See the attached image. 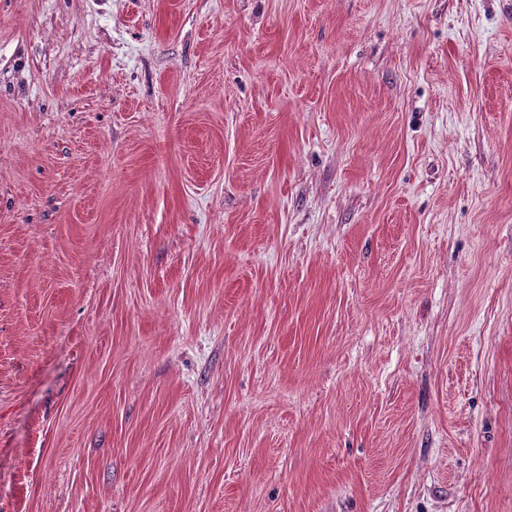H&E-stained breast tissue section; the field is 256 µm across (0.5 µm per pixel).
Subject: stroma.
Returning a JSON list of instances; mask_svg holds the SVG:
<instances>
[{
	"mask_svg": "<svg viewBox=\"0 0 512 512\" xmlns=\"http://www.w3.org/2000/svg\"><path fill=\"white\" fill-rule=\"evenodd\" d=\"M0 512H512V0H0Z\"/></svg>",
	"mask_w": 512,
	"mask_h": 512,
	"instance_id": "obj_1",
	"label": "stroma"
}]
</instances>
